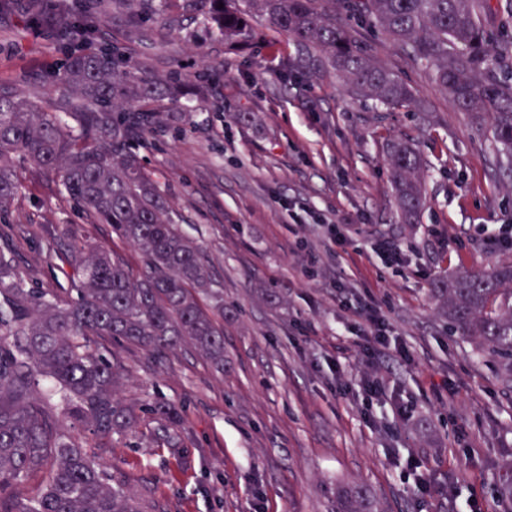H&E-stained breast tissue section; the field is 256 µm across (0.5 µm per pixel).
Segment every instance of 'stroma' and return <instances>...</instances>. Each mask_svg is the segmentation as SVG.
<instances>
[{
  "label": "stroma",
  "mask_w": 512,
  "mask_h": 512,
  "mask_svg": "<svg viewBox=\"0 0 512 512\" xmlns=\"http://www.w3.org/2000/svg\"><path fill=\"white\" fill-rule=\"evenodd\" d=\"M41 5L36 24L31 0H12L0 15V91L53 98L49 80L68 39L51 17L62 9L152 75L219 81V103L185 91L173 105L182 121L157 125L137 154L224 290V370L188 344L154 358L112 343L121 398L176 406L179 445L144 423L93 441L95 459L128 487L154 491L166 512H334L337 495L357 486L379 512H454L472 498L483 512H512L501 492L512 470V391L490 356L449 333L431 293L446 272L512 255L495 240L512 225V171L494 166L487 133L425 65L355 22L373 61L418 91L431 129L415 110L352 101L331 71L311 86L284 81L265 44L229 52L187 19L132 27L108 2ZM389 137L414 142L427 164V203L414 224L401 223L394 203ZM17 171L22 189L0 220V251L14 255L18 277L68 299L60 255L85 243L140 269L139 250L90 223L58 177L23 162ZM327 224L345 227L331 253ZM381 239L399 244L400 263L384 262ZM338 280L377 303L410 356L383 352L375 373L387 397L369 409L355 384L364 369L358 318L338 304ZM397 401L410 407L407 420L394 417ZM420 474L434 483L429 494L416 488Z\"/></svg>",
  "instance_id": "stroma-1"
}]
</instances>
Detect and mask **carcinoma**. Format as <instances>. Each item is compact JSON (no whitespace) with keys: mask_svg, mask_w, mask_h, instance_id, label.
I'll return each instance as SVG.
<instances>
[{"mask_svg":"<svg viewBox=\"0 0 512 512\" xmlns=\"http://www.w3.org/2000/svg\"><path fill=\"white\" fill-rule=\"evenodd\" d=\"M136 24L173 11L200 20L229 49L245 48L258 28L295 46L288 69L312 80L330 66L352 96L390 108L409 106L415 90L373 63L369 47L336 14V0H121ZM223 7H218V4ZM346 13L366 20L405 55L423 62L431 79L475 122L490 119L496 166L512 168V33L487 28L490 0H343ZM57 25L76 41L55 83L70 97V120L54 102L36 104L0 93V214L21 188L22 158L61 178L69 199L93 224H108L138 247L135 274L107 246L67 255L74 296L58 301L16 277L15 258L0 252V512H163L152 492L132 494L122 476L103 469L63 428L61 419L97 439L144 421L164 441L178 438L174 406L125 404L117 397L121 360L107 344L121 342L155 356L182 342L224 370V291L199 248L166 211L163 195L133 144L162 121L185 83L176 71L154 78L127 64L108 42L85 38L76 17ZM392 186L402 218L414 223L425 205L424 162L405 141L388 146ZM448 329L490 355L501 384L512 388V259L479 272L458 270L435 283ZM212 302V308L205 301ZM40 479L32 497L18 488ZM342 512H374L366 493H346Z\"/></svg>","mask_w":512,"mask_h":512,"instance_id":"1","label":"carcinoma"}]
</instances>
